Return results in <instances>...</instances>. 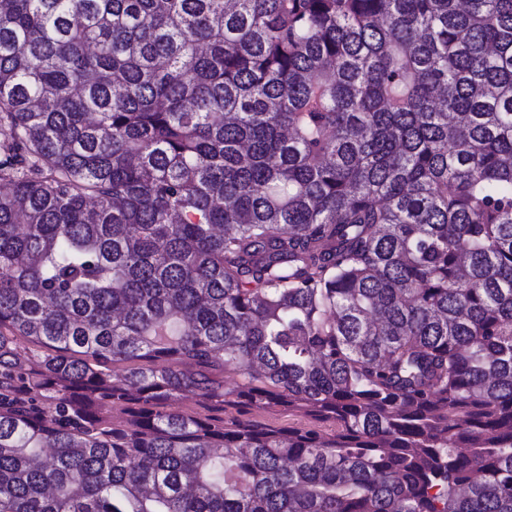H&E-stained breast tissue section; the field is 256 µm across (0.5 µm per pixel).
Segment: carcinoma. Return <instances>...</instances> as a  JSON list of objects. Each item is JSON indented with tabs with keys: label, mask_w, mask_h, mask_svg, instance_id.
I'll return each mask as SVG.
<instances>
[{
	"label": "carcinoma",
	"mask_w": 512,
	"mask_h": 512,
	"mask_svg": "<svg viewBox=\"0 0 512 512\" xmlns=\"http://www.w3.org/2000/svg\"><path fill=\"white\" fill-rule=\"evenodd\" d=\"M0 512H512V0H0ZM164 406L167 410L192 413L201 418H223L231 413L235 414V410L232 408H226V411H224L221 402L201 397L172 398ZM248 417L254 420H259L286 428H288V425H294L303 422L301 418L289 414L288 410H285L281 407H273L265 410H255L251 415H248Z\"/></svg>",
	"instance_id": "obj_1"
}]
</instances>
